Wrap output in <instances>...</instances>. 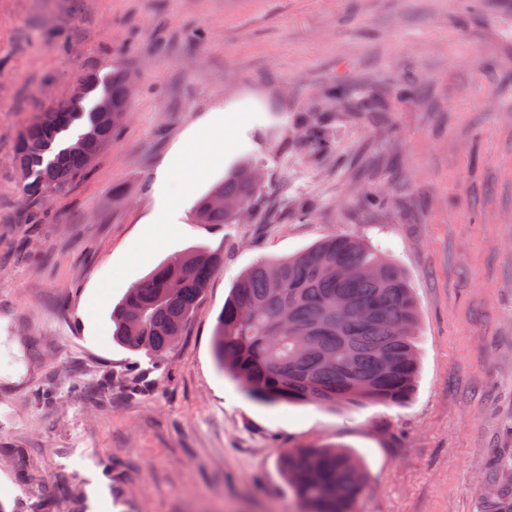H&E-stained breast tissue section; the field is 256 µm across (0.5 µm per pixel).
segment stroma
I'll return each mask as SVG.
<instances>
[{
	"label": "stroma",
	"instance_id": "35a3bbf8",
	"mask_svg": "<svg viewBox=\"0 0 512 512\" xmlns=\"http://www.w3.org/2000/svg\"><path fill=\"white\" fill-rule=\"evenodd\" d=\"M118 67V135L33 223L16 140ZM218 103L223 162L158 184ZM246 158L264 182L244 223H149ZM329 234L408 274L420 370L403 405H267L214 360L235 277ZM193 246L223 263L179 343L160 362L117 345L113 306ZM331 446L363 464L359 512L512 502V0H0V502L298 512L277 457Z\"/></svg>",
	"mask_w": 512,
	"mask_h": 512
}]
</instances>
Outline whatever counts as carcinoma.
Instances as JSON below:
<instances>
[{"instance_id":"cac0c4a2","label":"carcinoma","mask_w":512,"mask_h":512,"mask_svg":"<svg viewBox=\"0 0 512 512\" xmlns=\"http://www.w3.org/2000/svg\"><path fill=\"white\" fill-rule=\"evenodd\" d=\"M98 93L90 108L65 99L41 112L15 145L23 190L37 204L89 173V161L119 128L98 111L103 98L128 105L122 70L82 80ZM260 179L254 166H234L195 205L198 224H237L253 209ZM224 196V207L212 198ZM222 257L204 247L157 266L112 310L115 341L156 361L183 334ZM418 307L404 270L352 236L330 235L293 256L261 260L233 284L217 316V366L254 400L267 404L402 405L414 393L419 364ZM278 466L301 512H354L364 485L360 461L335 448L284 451Z\"/></svg>"}]
</instances>
